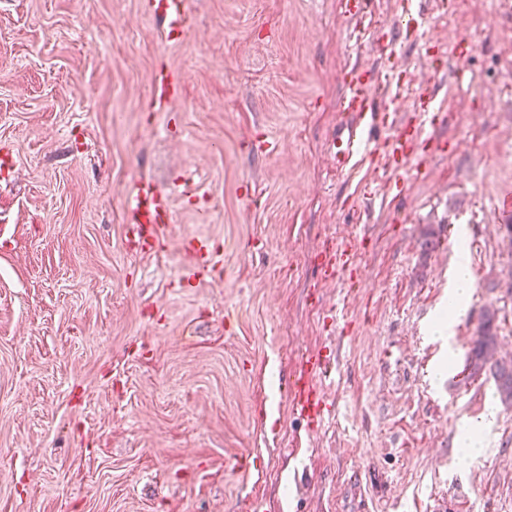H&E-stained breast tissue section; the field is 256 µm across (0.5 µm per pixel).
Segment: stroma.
Wrapping results in <instances>:
<instances>
[{"instance_id":"stroma-1","label":"stroma","mask_w":512,"mask_h":512,"mask_svg":"<svg viewBox=\"0 0 512 512\" xmlns=\"http://www.w3.org/2000/svg\"><path fill=\"white\" fill-rule=\"evenodd\" d=\"M378 42L349 51L340 0H189L165 38L146 0H0V512H512V405L467 358L484 312L512 360V8L420 0L440 47L468 39L469 85L432 74L368 0ZM446 106L441 151L369 200L336 171L341 78L387 68ZM181 96L150 105L159 67ZM278 141L275 153L250 141ZM180 168L159 252L126 249L125 193ZM219 264L192 286L182 241ZM357 240L355 270L324 254ZM474 288L433 338L457 248ZM316 353L334 416L290 386ZM495 419L459 466L461 420ZM291 399L295 411L312 422H319L325 411L329 414L330 408L320 396L319 388L309 381L302 384L295 383L291 390Z\"/></svg>"}]
</instances>
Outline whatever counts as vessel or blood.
Instances as JSON below:
<instances>
[{
	"label": "vessel or blood",
	"instance_id": "1",
	"mask_svg": "<svg viewBox=\"0 0 512 512\" xmlns=\"http://www.w3.org/2000/svg\"><path fill=\"white\" fill-rule=\"evenodd\" d=\"M147 7L151 15L166 21L167 40L176 41L182 37L188 0H148ZM393 27L419 41L427 38L426 32L419 29L409 0H404L396 12ZM382 85L388 105L378 110L373 106L372 81L358 75L344 79V93L338 109L345 114L346 120L337 128L331 140L339 172L351 171L361 158L381 161L383 174L369 189L370 194L379 196L387 194L394 185L395 177L401 171L400 164L408 156L409 137H416L426 145L433 144L434 138L429 128L434 125L439 114L429 96L416 97L413 110L402 111L400 102L403 98V83L398 75L385 73ZM180 93L178 75L163 68L155 71L151 82L152 103H170ZM187 191L186 180L178 177L163 185L142 178L128 189L125 209L140 249L151 250L160 246L163 229L174 221L173 199ZM183 247L193 257L192 264L182 274L183 283L190 284L213 267L214 253L205 240L195 237L185 239ZM304 366L309 380L292 386L291 399L299 415L318 422L322 420L327 406L311 379L326 376L328 369L317 355L306 358Z\"/></svg>",
	"mask_w": 512,
	"mask_h": 512
}]
</instances>
